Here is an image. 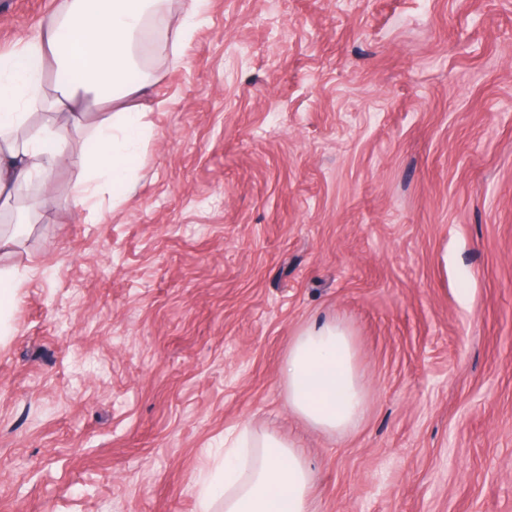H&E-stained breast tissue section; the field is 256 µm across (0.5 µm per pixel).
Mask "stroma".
Masks as SVG:
<instances>
[{"label": "stroma", "mask_w": 512, "mask_h": 512, "mask_svg": "<svg viewBox=\"0 0 512 512\" xmlns=\"http://www.w3.org/2000/svg\"><path fill=\"white\" fill-rule=\"evenodd\" d=\"M63 0H0V51ZM138 104L135 191L58 168L5 264L0 512H198L225 431L293 440L314 512H512V0H207ZM350 328L328 435L281 365ZM16 291L15 272L0 268V335L2 336L16 301ZM288 408L316 430L343 434L363 418L367 393L343 323L314 321L294 336L282 367Z\"/></svg>", "instance_id": "35a3bbf8"}]
</instances>
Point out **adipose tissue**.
Instances as JSON below:
<instances>
[{
    "label": "adipose tissue",
    "instance_id": "adipose-tissue-1",
    "mask_svg": "<svg viewBox=\"0 0 512 512\" xmlns=\"http://www.w3.org/2000/svg\"><path fill=\"white\" fill-rule=\"evenodd\" d=\"M166 0H64L41 19L32 38L0 54V196L18 197L32 177L50 182L71 157L73 132L93 133L95 149L83 157L85 178L75 189L89 207L102 185L117 198L134 188V147L146 136L143 115L124 99L144 88L133 75V48L149 16L165 13ZM58 79L45 90L46 67ZM88 101L111 104L94 120ZM51 117L35 130L33 108ZM288 407L316 430L342 434L363 418L367 393L343 323L314 321L294 336L282 367ZM314 475L294 442L242 426L224 440L215 475L204 480L198 512H313Z\"/></svg>",
    "mask_w": 512,
    "mask_h": 512
}]
</instances>
